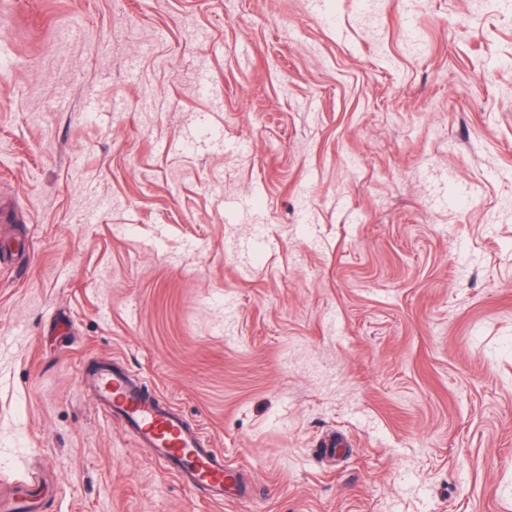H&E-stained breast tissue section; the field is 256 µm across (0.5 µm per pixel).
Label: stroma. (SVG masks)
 Returning <instances> with one entry per match:
<instances>
[{
  "label": "stroma",
  "instance_id": "obj_1",
  "mask_svg": "<svg viewBox=\"0 0 512 512\" xmlns=\"http://www.w3.org/2000/svg\"><path fill=\"white\" fill-rule=\"evenodd\" d=\"M0 56V498L512 512V0H0ZM115 358L256 497L98 410Z\"/></svg>",
  "mask_w": 512,
  "mask_h": 512
}]
</instances>
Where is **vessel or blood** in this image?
Masks as SVG:
<instances>
[{"label":"vessel or blood","mask_w":512,"mask_h":512,"mask_svg":"<svg viewBox=\"0 0 512 512\" xmlns=\"http://www.w3.org/2000/svg\"><path fill=\"white\" fill-rule=\"evenodd\" d=\"M80 381L107 417L118 420L138 446L150 450L164 473L214 503L224 502L230 489L238 496L248 495V486L226 464L223 450L213 446L203 429L188 422L166 397L146 393L121 363L84 364Z\"/></svg>","instance_id":"1"}]
</instances>
